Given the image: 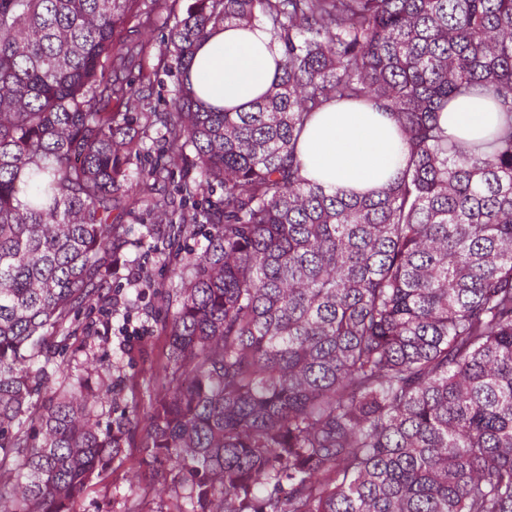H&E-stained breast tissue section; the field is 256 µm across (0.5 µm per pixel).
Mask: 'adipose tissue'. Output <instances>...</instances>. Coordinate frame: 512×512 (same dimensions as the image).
Segmentation results:
<instances>
[{
	"mask_svg": "<svg viewBox=\"0 0 512 512\" xmlns=\"http://www.w3.org/2000/svg\"><path fill=\"white\" fill-rule=\"evenodd\" d=\"M282 60L279 44L262 23L216 28L194 50L183 79L207 106L239 110L271 87ZM504 119L489 99L453 100L441 121L450 134L470 141ZM404 143L389 113L372 105L332 103L316 112L299 140L305 179L327 190H381L403 157Z\"/></svg>",
	"mask_w": 512,
	"mask_h": 512,
	"instance_id": "1",
	"label": "adipose tissue"
}]
</instances>
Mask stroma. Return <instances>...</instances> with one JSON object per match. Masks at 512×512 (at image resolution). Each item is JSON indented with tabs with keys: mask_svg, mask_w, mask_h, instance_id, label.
<instances>
[{
	"mask_svg": "<svg viewBox=\"0 0 512 512\" xmlns=\"http://www.w3.org/2000/svg\"><path fill=\"white\" fill-rule=\"evenodd\" d=\"M168 34V25L157 24L149 34L151 46L144 57V73L152 85L147 108L154 112L171 108L180 83L175 62L159 54ZM209 230L200 219L181 235L170 234L167 218L153 205H136L125 215L120 230L123 243L113 254L111 286L104 289L99 307L81 313L69 329L66 348L53 361V381L66 376L83 377L94 384L116 379L125 404H145L167 349L165 314L175 302L178 285L173 271L205 248ZM131 266L140 269L143 286L127 284ZM124 324L138 331L129 348L118 333ZM143 457L140 439H133L111 470L85 490L77 512H128L136 500L142 512H157L170 499L172 485L153 477Z\"/></svg>",
	"mask_w": 512,
	"mask_h": 512,
	"instance_id": "1",
	"label": "stroma"
}]
</instances>
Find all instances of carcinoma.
Masks as SVG:
<instances>
[{
	"mask_svg": "<svg viewBox=\"0 0 512 512\" xmlns=\"http://www.w3.org/2000/svg\"><path fill=\"white\" fill-rule=\"evenodd\" d=\"M0 0V512H76L143 428L166 512H512V0ZM187 67L220 25L264 24L284 63L243 112L130 79L161 14ZM494 101L470 146L440 112ZM332 101L392 114L374 196L302 177ZM191 157L204 252L174 272L166 382L106 426L110 382L50 386L56 335L110 284L125 165L150 130Z\"/></svg>",
	"mask_w": 512,
	"mask_h": 512,
	"instance_id": "1",
	"label": "carcinoma"
}]
</instances>
